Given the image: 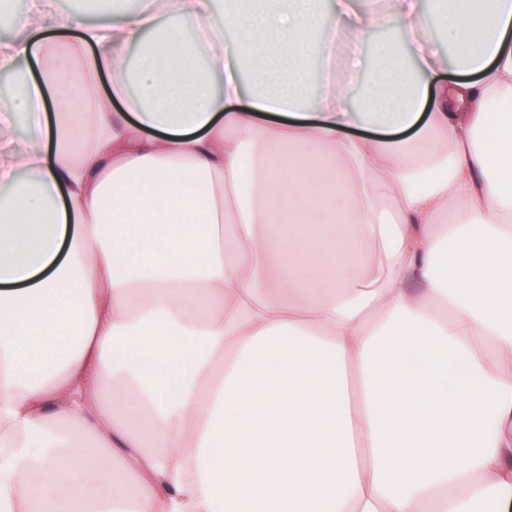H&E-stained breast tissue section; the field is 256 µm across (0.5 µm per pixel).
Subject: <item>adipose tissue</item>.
<instances>
[{
	"mask_svg": "<svg viewBox=\"0 0 512 512\" xmlns=\"http://www.w3.org/2000/svg\"><path fill=\"white\" fill-rule=\"evenodd\" d=\"M99 3L0 41L91 102L0 100V512H512V0Z\"/></svg>",
	"mask_w": 512,
	"mask_h": 512,
	"instance_id": "1",
	"label": "adipose tissue"
}]
</instances>
